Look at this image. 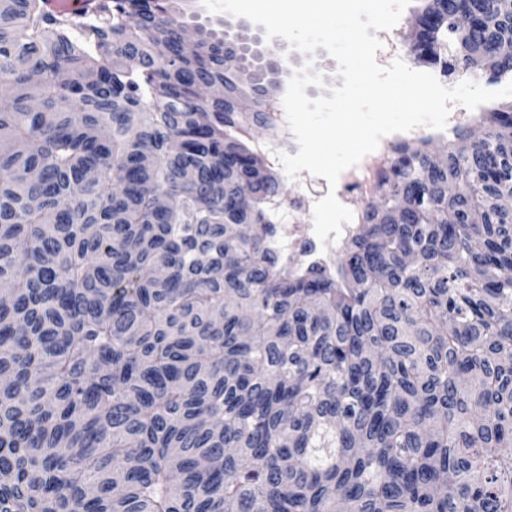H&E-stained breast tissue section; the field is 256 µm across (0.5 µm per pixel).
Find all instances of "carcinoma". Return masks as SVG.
Segmentation results:
<instances>
[{
	"label": "carcinoma",
	"instance_id": "carcinoma-1",
	"mask_svg": "<svg viewBox=\"0 0 512 512\" xmlns=\"http://www.w3.org/2000/svg\"><path fill=\"white\" fill-rule=\"evenodd\" d=\"M179 2L0 0V512H512V109L294 270L240 135L281 62ZM419 2L447 74L512 29ZM94 0H46L45 5L51 13H68L75 16H84L94 10ZM60 4H64L60 7Z\"/></svg>",
	"mask_w": 512,
	"mask_h": 512
}]
</instances>
